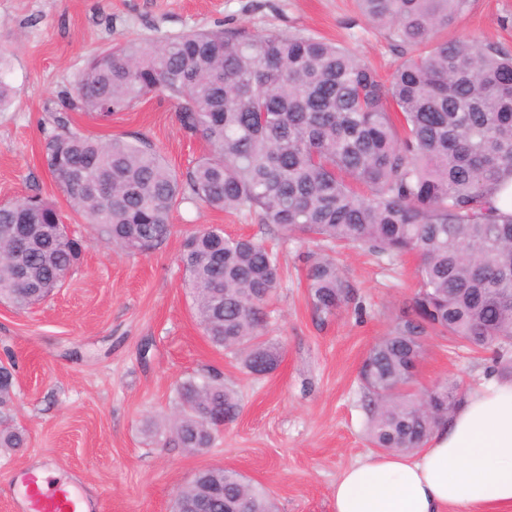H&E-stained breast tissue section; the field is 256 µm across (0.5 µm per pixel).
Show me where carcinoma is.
<instances>
[{
    "label": "carcinoma",
    "instance_id": "cac0c4a2",
    "mask_svg": "<svg viewBox=\"0 0 512 512\" xmlns=\"http://www.w3.org/2000/svg\"><path fill=\"white\" fill-rule=\"evenodd\" d=\"M467 2L359 0L362 16L397 46L422 48L387 81L351 50L304 34L217 29L111 46L87 60L66 107L110 117L158 93L209 152L177 172L144 135L103 140L64 121L42 144L66 202L121 251L161 246L183 202L317 241L304 260L307 302L321 323L360 310L331 255L336 245L415 256L417 287L359 371L367 438L384 452L419 451L467 397L454 378L417 387L429 339L490 350L487 374L512 377V212L489 205L512 182V86L499 82L512 75V50L439 38ZM103 176L110 195L91 188ZM56 211L39 196L0 204L1 302L27 309L75 266L81 244L47 220ZM21 235L28 247L18 255ZM178 262L208 341L250 374L275 371L283 346L266 327L281 287L279 252L212 226L186 237ZM13 368L0 362V451L26 445L12 424ZM176 403L164 444L191 451L212 447L215 416L229 424L242 409L217 373L180 381ZM174 507L276 512L269 494L221 467L197 473Z\"/></svg>",
    "mask_w": 512,
    "mask_h": 512
}]
</instances>
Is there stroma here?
I'll use <instances>...</instances> for the list:
<instances>
[{
	"instance_id": "stroma-1",
	"label": "stroma",
	"mask_w": 512,
	"mask_h": 512,
	"mask_svg": "<svg viewBox=\"0 0 512 512\" xmlns=\"http://www.w3.org/2000/svg\"><path fill=\"white\" fill-rule=\"evenodd\" d=\"M273 30L324 38L352 50L381 76L400 60L386 30L360 15L356 0H0V204L28 195L54 202L85 242L63 288L25 310L0 302V360L15 363V417L25 448L0 455V512H17L27 478L46 468L47 487L72 486L101 512H169L174 493L211 467L236 470L268 489L279 512H333L337 475L370 453L357 375L416 287V261L338 249L337 264L363 307L317 325L306 301L302 261L310 242L280 246L283 286L266 333L284 347L275 372L242 369L212 347L183 288L184 237L210 225L276 243L254 217L190 203L172 216V233L144 254L94 239L41 164L43 135L59 117L102 139L146 135L182 171L209 148L181 128L174 101L151 94L102 119L66 112L87 58L116 43L148 42L193 30ZM445 39L512 47V0H469ZM485 354L429 340L419 384L460 378L478 386ZM203 369L223 372L242 403L239 419L200 453L158 443L175 411L177 384Z\"/></svg>"
}]
</instances>
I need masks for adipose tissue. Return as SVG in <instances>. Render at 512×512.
<instances>
[{
	"label": "adipose tissue",
	"mask_w": 512,
	"mask_h": 512,
	"mask_svg": "<svg viewBox=\"0 0 512 512\" xmlns=\"http://www.w3.org/2000/svg\"><path fill=\"white\" fill-rule=\"evenodd\" d=\"M512 506V381L482 380L414 454L377 453L339 474L333 512Z\"/></svg>",
	"instance_id": "obj_1"
}]
</instances>
